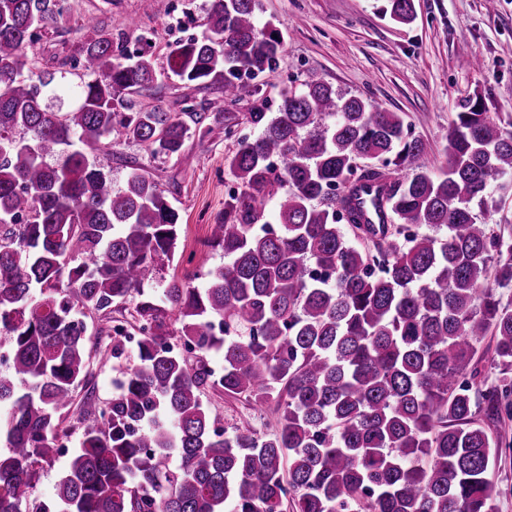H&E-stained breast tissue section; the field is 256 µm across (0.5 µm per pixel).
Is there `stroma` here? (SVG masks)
I'll list each match as a JSON object with an SVG mask.
<instances>
[{
    "label": "stroma",
    "instance_id": "stroma-1",
    "mask_svg": "<svg viewBox=\"0 0 512 512\" xmlns=\"http://www.w3.org/2000/svg\"><path fill=\"white\" fill-rule=\"evenodd\" d=\"M261 3L262 24L282 34L284 48L276 68L256 78L258 95L230 101L216 88L188 90L166 80L136 98V107L159 104L179 112L190 102L224 113L248 135L246 115L254 106L276 111L282 93L301 90L314 73L336 91L398 113L439 164L446 160L448 125L467 101L481 99L489 112L512 117V0H413L415 15L408 24L384 14L386 0ZM68 5L70 23L36 47L41 67L53 68L82 38L75 21L83 15L96 16L116 35L137 21L157 64H165L171 44L201 34L206 0H68ZM463 54L478 56L481 67L461 66ZM235 145L218 126L206 139L190 141L180 158L163 163L134 142L117 149L124 161L112 167L114 184H123L131 165H138L166 190L180 215L176 276L201 274L224 260L210 242L211 226L223 218L224 201L237 188L225 165ZM205 399L223 411L227 425L267 434L277 429L274 405L255 409L219 391Z\"/></svg>",
    "mask_w": 512,
    "mask_h": 512
}]
</instances>
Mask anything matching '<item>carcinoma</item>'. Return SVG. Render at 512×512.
<instances>
[{
  "label": "carcinoma",
  "instance_id": "cac0c4a2",
  "mask_svg": "<svg viewBox=\"0 0 512 512\" xmlns=\"http://www.w3.org/2000/svg\"><path fill=\"white\" fill-rule=\"evenodd\" d=\"M67 2L0 0V512H497L503 437L479 416L512 419V304L493 292L512 288V224L494 230L473 202L512 177V118L468 101L434 176L398 113L311 75L277 111L249 113L260 133L238 137V187L212 225L224 263L200 287L167 281L178 214L138 168L113 184L114 148L166 161L213 127L131 100L161 76L255 94L248 79L282 42L260 28V0H208L201 35L164 67L87 15L84 39L42 70L34 45ZM389 2L412 22V0ZM344 224L365 225L375 251ZM128 304L142 337L102 400L91 385L126 354L112 313ZM96 320L108 355L87 348ZM486 335L491 384L474 361ZM210 390L275 403L276 432L224 427ZM75 430L54 497L34 498L36 464Z\"/></svg>",
  "mask_w": 512,
  "mask_h": 512
}]
</instances>
